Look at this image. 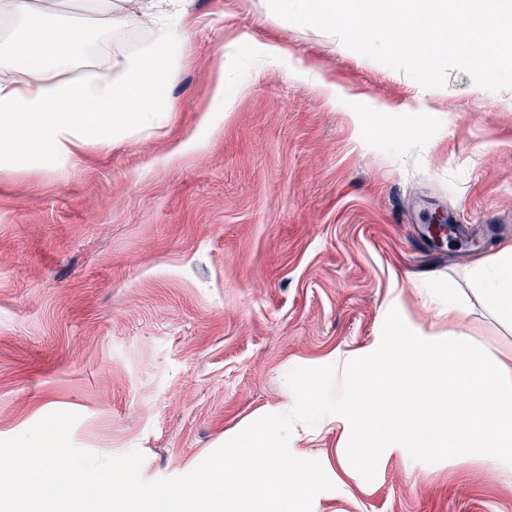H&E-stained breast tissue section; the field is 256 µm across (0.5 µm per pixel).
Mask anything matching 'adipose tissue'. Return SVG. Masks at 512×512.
I'll return each instance as SVG.
<instances>
[{
  "mask_svg": "<svg viewBox=\"0 0 512 512\" xmlns=\"http://www.w3.org/2000/svg\"><path fill=\"white\" fill-rule=\"evenodd\" d=\"M44 2L0 0V17L11 24L0 50L21 61L26 74L18 80L0 67V165L41 153L74 163L87 146L111 144L113 132L147 125L172 109L170 49L183 27L162 10L161 0H116L103 20L110 28H162L160 45L113 59L112 76L69 81L63 75L83 55L87 36L80 26L54 20ZM477 273L497 310L512 318V246Z\"/></svg>",
  "mask_w": 512,
  "mask_h": 512,
  "instance_id": "ef3b65f1",
  "label": "adipose tissue"
}]
</instances>
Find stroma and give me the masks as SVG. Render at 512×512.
Returning <instances> with one entry per match:
<instances>
[{
  "instance_id": "35a3bbf8",
  "label": "stroma",
  "mask_w": 512,
  "mask_h": 512,
  "mask_svg": "<svg viewBox=\"0 0 512 512\" xmlns=\"http://www.w3.org/2000/svg\"><path fill=\"white\" fill-rule=\"evenodd\" d=\"M183 8L173 112L74 166L0 169V439L73 412L76 447L141 451L150 482L289 411L293 368L344 373L377 348L390 310L424 339L458 330L512 354V320L475 277L512 245V87L458 69L422 87L266 0ZM50 10L88 31L72 79L110 75L157 39L104 28L90 0ZM437 211L469 227L468 247L425 239ZM452 299L465 308L455 327ZM347 443L338 416L293 426L291 453L333 484L311 512H512V473L479 456L386 451L369 482Z\"/></svg>"
}]
</instances>
